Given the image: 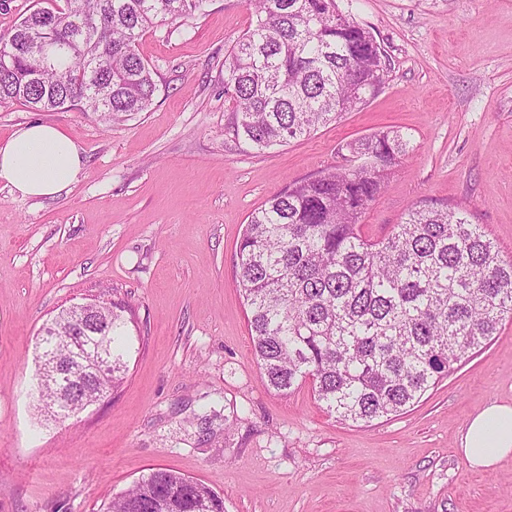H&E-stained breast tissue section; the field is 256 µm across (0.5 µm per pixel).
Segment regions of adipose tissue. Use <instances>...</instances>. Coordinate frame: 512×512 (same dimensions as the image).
Listing matches in <instances>:
<instances>
[{
    "label": "adipose tissue",
    "mask_w": 512,
    "mask_h": 512,
    "mask_svg": "<svg viewBox=\"0 0 512 512\" xmlns=\"http://www.w3.org/2000/svg\"><path fill=\"white\" fill-rule=\"evenodd\" d=\"M83 168L80 147L52 125L33 121L0 141V184L23 198L56 196L78 181ZM459 451L484 471L512 459V402H491L472 416Z\"/></svg>",
    "instance_id": "1"
}]
</instances>
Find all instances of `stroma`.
<instances>
[{"instance_id": "1", "label": "stroma", "mask_w": 512, "mask_h": 512, "mask_svg": "<svg viewBox=\"0 0 512 512\" xmlns=\"http://www.w3.org/2000/svg\"><path fill=\"white\" fill-rule=\"evenodd\" d=\"M337 2L380 41L387 81L286 145L230 130L224 55L251 22L244 0L144 33L150 111L109 123L0 106V141L37 120L86 161L53 198L0 187V512H105L155 467L208 485L224 512H512V460L480 471L456 448L470 416L512 400L511 322L403 414L366 425L328 415L310 385L277 394L257 366L235 277L243 230L273 193L343 164L346 142L394 129L414 148L366 235L410 205L448 206L512 256V0ZM102 299L132 310L124 384L64 421L38 412L42 328Z\"/></svg>"}]
</instances>
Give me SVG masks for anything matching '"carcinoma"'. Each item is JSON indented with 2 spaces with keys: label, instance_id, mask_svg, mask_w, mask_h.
I'll return each mask as SVG.
<instances>
[{
  "label": "carcinoma",
  "instance_id": "1",
  "mask_svg": "<svg viewBox=\"0 0 512 512\" xmlns=\"http://www.w3.org/2000/svg\"><path fill=\"white\" fill-rule=\"evenodd\" d=\"M38 8L0 35V105L86 112L120 121L146 112L157 84L136 44L158 22L185 20L203 0H64ZM248 30L224 55V102L233 136L256 148L308 137L359 110L383 87L389 60L371 28L337 0H247ZM50 39L63 47L43 52ZM364 161L294 182L254 211L237 250L236 278L268 387L308 382L324 410L368 424L403 412L512 321V259L465 211L413 205L373 239L362 215L387 171L413 147L398 130L343 145ZM121 303L98 302L112 370L73 356L67 309L45 328L51 347L86 378L75 395L44 383L39 401L66 420L116 390L128 374ZM106 512H224V499L181 473L154 468Z\"/></svg>",
  "mask_w": 512,
  "mask_h": 512
}]
</instances>
